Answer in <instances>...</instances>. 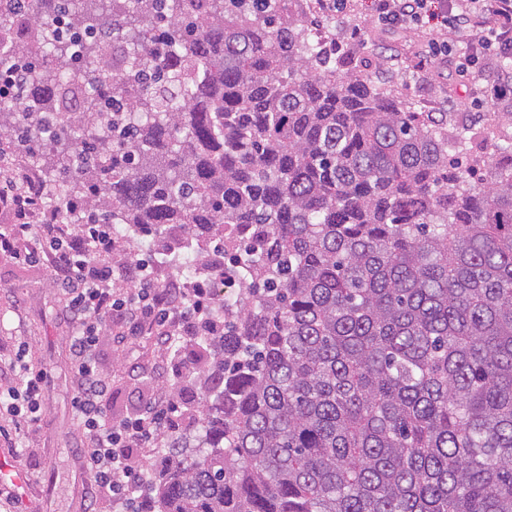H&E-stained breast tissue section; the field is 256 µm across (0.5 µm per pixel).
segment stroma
I'll return each mask as SVG.
<instances>
[{
    "instance_id": "35a3bbf8",
    "label": "stroma",
    "mask_w": 512,
    "mask_h": 512,
    "mask_svg": "<svg viewBox=\"0 0 512 512\" xmlns=\"http://www.w3.org/2000/svg\"><path fill=\"white\" fill-rule=\"evenodd\" d=\"M319 31L359 59L367 77L376 80L390 73L395 90L422 111L454 112L465 121L488 109L481 83L460 75L454 64L435 65L425 38L373 23L370 0H358L353 11L329 15ZM64 303L49 262L21 265L0 257V358L12 357L22 345L31 367L48 371L38 423L23 437L0 435V449L28 475L20 493L0 490V512L110 510L107 501L93 504L87 497L91 475L83 464L68 349L75 326ZM191 349L187 343L179 355L163 353L150 335L129 337L118 347L102 341L98 358L109 382L113 417L133 416L152 394L183 382Z\"/></svg>"
}]
</instances>
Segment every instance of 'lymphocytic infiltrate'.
<instances>
[{"label":"lymphocytic infiltrate","mask_w":512,"mask_h":512,"mask_svg":"<svg viewBox=\"0 0 512 512\" xmlns=\"http://www.w3.org/2000/svg\"><path fill=\"white\" fill-rule=\"evenodd\" d=\"M373 11L384 27L427 32L430 54L442 61L454 58L457 38L471 37L469 54L455 58L457 67L485 80L489 101L512 95V75L489 79L477 69L489 55L512 54V0H373ZM5 180L10 186L5 204L13 220L0 226V254L21 264L49 260L67 300L66 312L78 327L70 351L83 458L93 477L89 498L109 497L126 512H154L151 487L165 472L147 461L156 455L161 431H179L182 409L160 396L135 416L113 419L97 348L103 338L144 331L165 349L180 336L223 335L224 313L216 298L219 288L233 286L234 279L219 267L210 278L190 285L171 281L158 286L151 263L133 258L111 225L99 219L65 232L57 210L42 203L41 183L11 169ZM25 357L20 348L10 362H0L1 374L21 378L0 390V422L18 432L38 420L46 380L45 371L31 370ZM132 448L141 449V459L129 456Z\"/></svg>","instance_id":"obj_1"}]
</instances>
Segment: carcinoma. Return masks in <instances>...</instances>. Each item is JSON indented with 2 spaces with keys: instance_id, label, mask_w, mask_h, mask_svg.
Masks as SVG:
<instances>
[{
  "instance_id": "cac0c4a2",
  "label": "carcinoma",
  "mask_w": 512,
  "mask_h": 512,
  "mask_svg": "<svg viewBox=\"0 0 512 512\" xmlns=\"http://www.w3.org/2000/svg\"><path fill=\"white\" fill-rule=\"evenodd\" d=\"M317 26L303 0H0V147L63 222L234 271L156 512H512V112H422Z\"/></svg>"
}]
</instances>
